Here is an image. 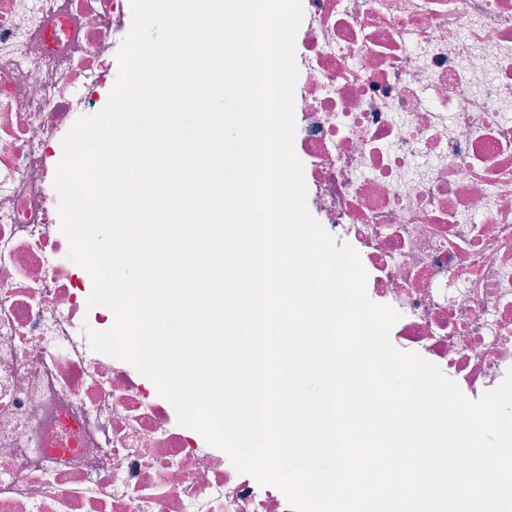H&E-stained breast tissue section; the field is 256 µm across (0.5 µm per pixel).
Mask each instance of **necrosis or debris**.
<instances>
[{"instance_id":"obj_1","label":"necrosis or debris","mask_w":512,"mask_h":512,"mask_svg":"<svg viewBox=\"0 0 512 512\" xmlns=\"http://www.w3.org/2000/svg\"><path fill=\"white\" fill-rule=\"evenodd\" d=\"M294 146L393 344L470 399L512 369V0H302ZM131 0H0V512H293L96 352L54 187Z\"/></svg>"}]
</instances>
